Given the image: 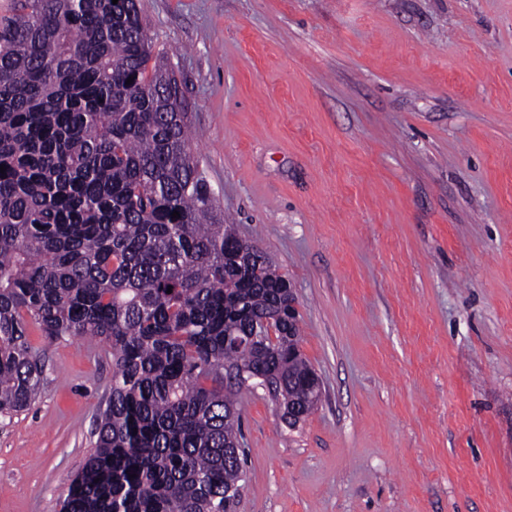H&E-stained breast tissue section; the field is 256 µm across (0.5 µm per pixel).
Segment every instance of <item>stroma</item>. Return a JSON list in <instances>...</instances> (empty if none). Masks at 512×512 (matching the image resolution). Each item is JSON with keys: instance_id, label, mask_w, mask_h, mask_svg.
Segmentation results:
<instances>
[{"instance_id": "obj_1", "label": "stroma", "mask_w": 512, "mask_h": 512, "mask_svg": "<svg viewBox=\"0 0 512 512\" xmlns=\"http://www.w3.org/2000/svg\"><path fill=\"white\" fill-rule=\"evenodd\" d=\"M215 209L295 290L320 398L239 396L236 512H512V0H139ZM0 512H58L112 355L48 342Z\"/></svg>"}]
</instances>
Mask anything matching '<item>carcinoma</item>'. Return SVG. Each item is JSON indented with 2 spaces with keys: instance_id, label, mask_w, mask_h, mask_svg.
Wrapping results in <instances>:
<instances>
[{
  "instance_id": "cac0c4a2",
  "label": "carcinoma",
  "mask_w": 512,
  "mask_h": 512,
  "mask_svg": "<svg viewBox=\"0 0 512 512\" xmlns=\"http://www.w3.org/2000/svg\"><path fill=\"white\" fill-rule=\"evenodd\" d=\"M174 81L137 0H13L0 18V412L40 393L29 325L112 353L59 512H233L227 367L277 378L304 417L315 405L288 279L217 218Z\"/></svg>"
}]
</instances>
